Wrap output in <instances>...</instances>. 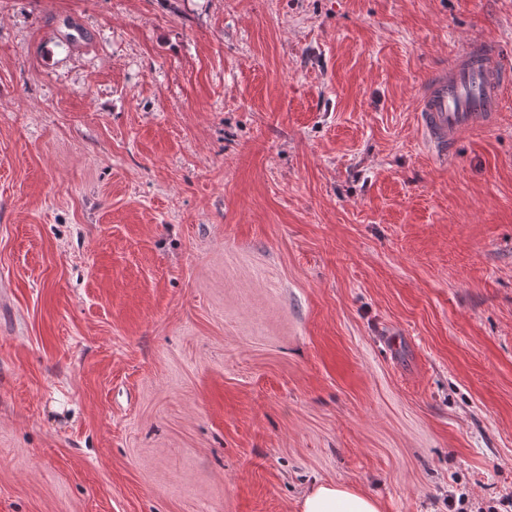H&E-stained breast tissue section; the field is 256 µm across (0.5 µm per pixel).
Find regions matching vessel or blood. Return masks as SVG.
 I'll list each match as a JSON object with an SVG mask.
<instances>
[{"instance_id":"obj_1","label":"vessel or blood","mask_w":512,"mask_h":512,"mask_svg":"<svg viewBox=\"0 0 512 512\" xmlns=\"http://www.w3.org/2000/svg\"><path fill=\"white\" fill-rule=\"evenodd\" d=\"M512 92V71L491 39H475L422 86L416 119L428 150L447 158L465 133L489 128Z\"/></svg>"}]
</instances>
